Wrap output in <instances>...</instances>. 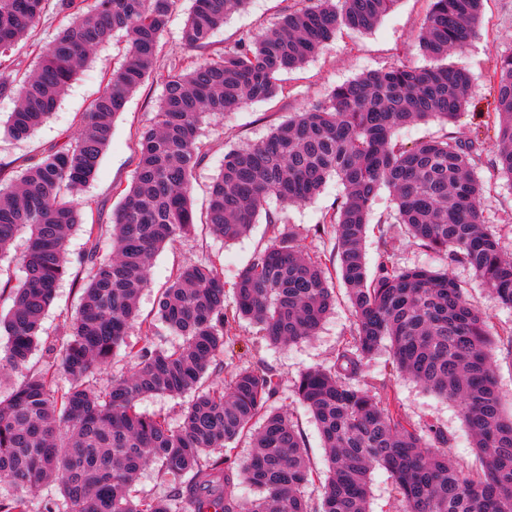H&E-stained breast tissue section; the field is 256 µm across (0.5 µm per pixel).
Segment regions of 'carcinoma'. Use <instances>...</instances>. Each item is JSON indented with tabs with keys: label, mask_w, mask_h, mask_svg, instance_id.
I'll return each instance as SVG.
<instances>
[{
	"label": "carcinoma",
	"mask_w": 512,
	"mask_h": 512,
	"mask_svg": "<svg viewBox=\"0 0 512 512\" xmlns=\"http://www.w3.org/2000/svg\"><path fill=\"white\" fill-rule=\"evenodd\" d=\"M176 2L0 0V99L14 103L6 127L12 138L26 139L46 122L99 46L118 32L125 42L119 65L79 117V135L64 137L16 176L0 163V256L20 233L28 236L21 277L0 283V296L12 299L0 317L7 336L0 372L27 368L71 267L81 291L68 332L49 347L53 360L0 399V479L12 488L0 495V512H34V498L51 483L63 501L45 496L42 512H312L304 488L314 475L302 434L288 414L269 410L277 375L246 366L223 388H206L203 378L235 344L238 321H250L278 347L315 335L332 311L328 271L283 214L314 199L331 177L343 193L321 224L335 231L355 332L332 366L309 369L295 383L328 462L318 512H369L375 468L393 477L403 512H512V414L498 392L489 316L447 274L398 268L386 247L370 274L364 253L372 203L385 187L396 223L414 241L469 267L496 303L512 308V260L482 216V141L452 132L412 146L396 140L401 127L429 120L448 126L466 109L471 78L444 60L471 42L482 0H431L418 35L425 67L368 72L265 138L225 153L207 226L230 243L263 219L270 240L238 273L231 302L212 263L188 261L160 292L154 315L143 318L138 298L149 286L152 258L195 226L204 120L279 95L280 75L300 68L341 29L370 32L398 0H300L276 24L220 53L212 52L214 33L248 0H193L180 36L194 56L158 71ZM51 3L67 23L41 45L31 32ZM21 43L38 63L18 79L11 54ZM150 79L161 94L139 133L131 184L120 190L112 224L87 225L88 246L73 260L68 237L87 206L80 193L95 178L116 118ZM489 95L498 121L494 166L512 179V53L497 58ZM105 237L108 256L100 250ZM135 326L140 345L129 340ZM161 329L182 342L154 344ZM385 341L398 372L459 404L479 470L450 459L446 429L416 425L387 391L350 383ZM121 350L136 365L96 389L91 376ZM60 376L67 381L61 389ZM152 394L192 395L178 426L137 410ZM245 433L253 453L239 462L233 444ZM151 465L174 482L170 494L132 496L136 476ZM242 483L254 489L248 501L235 493Z\"/></svg>",
	"instance_id": "carcinoma-1"
}]
</instances>
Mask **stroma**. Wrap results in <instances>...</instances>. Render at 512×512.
<instances>
[{"label": "stroma", "mask_w": 512, "mask_h": 512, "mask_svg": "<svg viewBox=\"0 0 512 512\" xmlns=\"http://www.w3.org/2000/svg\"><path fill=\"white\" fill-rule=\"evenodd\" d=\"M294 3L295 0H250L245 10L226 19L214 39L218 46L232 45L242 33L278 22ZM190 7V0H178L163 37V49L157 57L156 69L164 70L175 62L189 61L190 54L181 43L180 31ZM428 7V0H399L395 9L383 17L371 32L338 33L300 69L282 75V84L286 88L284 94L206 120L201 134L208 155L193 182L192 196L197 217L205 215L211 182L229 150L262 139L294 112L322 101L334 86L368 71L401 63L425 66L426 60L418 49L417 37ZM510 52L512 0H484L476 35L470 45L447 58L448 65L465 69L472 76L471 103L449 130L461 137L479 133L486 145H493L497 130L489 116L493 104L486 89L487 76L496 58ZM116 60V47L109 43L101 45L86 67L79 71L50 120L34 136L17 141L0 135V161L10 163L14 170H21L27 158L48 149L61 134L77 135L78 114L102 91L105 75ZM159 94L158 85L145 83L117 117L112 140L96 176L84 191L85 198L92 202L91 209L85 212L86 222L111 223L112 212L119 203L115 191L117 187L131 182V159L137 135L151 118ZM478 174L488 186L482 204L484 221L498 237L505 254L512 255V180L499 175L495 168L488 165L481 167ZM341 190L336 179H329L314 200L289 208L286 212L288 222L302 228L309 254L322 259L331 272L330 286L334 290L335 306L319 332L287 347H273L267 344L257 328L248 322H239L236 325L237 343L234 349L225 351L217 368L209 371L205 377L206 382L219 385L229 381L243 366L262 365L271 369L280 379L271 405L273 409L285 410L292 415L302 432L310 463L314 470L321 473L327 470L321 435L311 414L297 401L294 381L306 370L332 366L338 352L350 341L354 328V316L339 274L335 234L330 229L321 232L315 229L324 213L340 196ZM394 214L395 205L390 191L380 189L373 203L371 228L364 242L368 268H375L377 264L382 247L378 226L387 220L391 223V254L395 266L447 271L449 277L463 288L470 303L490 316L492 332L498 337L492 350L498 390L504 408L511 410L512 356L507 353L506 339L512 335V309L491 300L484 284L470 268L448 265L442 256L412 242L400 225L393 223ZM269 236L267 224L261 222L253 225L246 236L227 245L200 225L191 235L166 245L152 261L150 286L140 297L142 315L153 314L159 290L184 261L213 262L222 273L225 286L229 287L254 253L265 246ZM79 297L77 281L73 276H66L43 319L42 337L45 342L63 334L68 319L76 310ZM382 383L387 385L408 420L416 424L429 422L447 429L452 438L449 454L454 461L468 468L477 466L460 407L411 378L392 371L390 349L386 346L381 347L364 365L359 377L360 386L368 389Z\"/></svg>", "instance_id": "obj_1"}]
</instances>
